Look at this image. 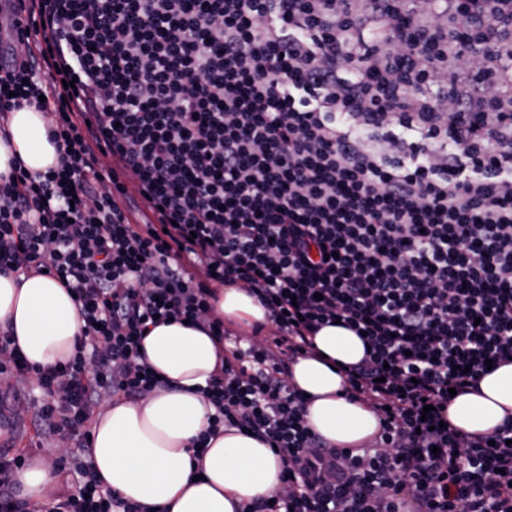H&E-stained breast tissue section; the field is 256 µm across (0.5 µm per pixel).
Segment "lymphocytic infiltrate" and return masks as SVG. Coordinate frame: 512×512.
I'll use <instances>...</instances> for the list:
<instances>
[{"label":"lymphocytic infiltrate","mask_w":512,"mask_h":512,"mask_svg":"<svg viewBox=\"0 0 512 512\" xmlns=\"http://www.w3.org/2000/svg\"><path fill=\"white\" fill-rule=\"evenodd\" d=\"M20 2L0 127L43 112L58 164L0 177V273L71 288L84 336L35 371L0 333L45 432L91 456V405L165 385L145 330L202 321L225 350L198 446L235 428L287 463L243 512H512V425L445 422L512 360V0ZM227 282L273 335L225 329ZM334 323L364 335L342 372L381 417L367 448L324 442L289 381ZM79 470L48 512H134Z\"/></svg>","instance_id":"obj_1"}]
</instances>
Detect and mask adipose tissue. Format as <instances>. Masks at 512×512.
Segmentation results:
<instances>
[{
  "label": "adipose tissue",
  "mask_w": 512,
  "mask_h": 512,
  "mask_svg": "<svg viewBox=\"0 0 512 512\" xmlns=\"http://www.w3.org/2000/svg\"><path fill=\"white\" fill-rule=\"evenodd\" d=\"M0 138V176L12 159L32 171L56 165L45 116L25 107L9 114ZM215 312L246 326L268 325V313L243 288L218 289ZM0 327L10 330L36 367L67 362L81 339L74 296L48 274H0ZM318 357L290 366V382L306 396L311 428L338 448L373 442L380 417L350 400L339 368L365 355L353 331L323 327L315 337ZM148 363L165 387L136 402L108 404L97 413L90 435L93 464L105 486L136 512H242L281 485L284 461L265 442L237 429L221 432L198 452L193 441L205 430L213 405L202 393L219 362L207 324L169 322L151 327L143 341ZM450 424L464 436L492 433L512 422V361L488 371L477 391L448 405Z\"/></svg>",
  "instance_id": "adipose-tissue-1"
}]
</instances>
